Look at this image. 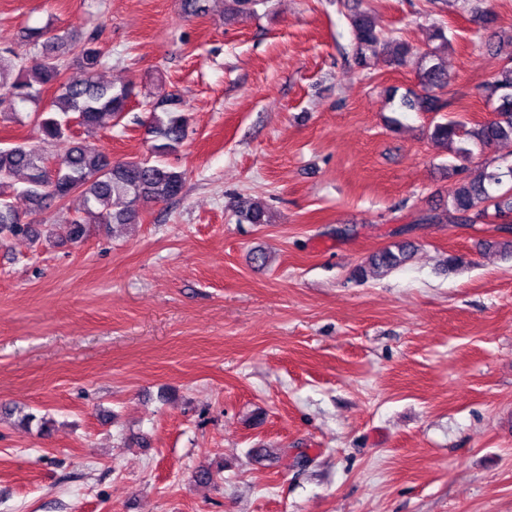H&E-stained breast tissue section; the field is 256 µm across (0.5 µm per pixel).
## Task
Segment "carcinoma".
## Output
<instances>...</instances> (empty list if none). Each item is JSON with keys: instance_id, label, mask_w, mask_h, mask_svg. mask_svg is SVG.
Masks as SVG:
<instances>
[{"instance_id": "carcinoma-1", "label": "carcinoma", "mask_w": 512, "mask_h": 512, "mask_svg": "<svg viewBox=\"0 0 512 512\" xmlns=\"http://www.w3.org/2000/svg\"><path fill=\"white\" fill-rule=\"evenodd\" d=\"M353 34V59L360 67L368 66L372 57L386 55L398 66L414 62L420 90H408L401 96V112L444 111L448 102L443 91L450 77L437 49L423 52L408 42L388 37L367 12L350 16ZM31 37L41 49L33 55L11 48H0V112H15L20 106L32 105L33 123L41 139L61 147L54 167L46 164L39 150L26 143L0 147V239L25 237L36 243L39 235L23 220L15 208V194L26 197L34 210L41 211L55 203H64L79 192L84 209L68 220L69 237L81 240L89 224H136L145 202H167L179 197L185 185V172L170 166L165 157L177 152L189 137V118L182 101L171 94L149 105L145 126L151 136L152 157L113 161L99 148L87 142L70 140V123L93 129L107 116L116 120L126 112L132 90L100 81L98 71L106 64V53L98 36L51 29H35ZM83 71V78L70 81L65 77L68 57ZM54 89L51 110L40 107L45 90ZM487 96L497 98L493 118L472 125L447 120L433 126L431 137L449 148L450 167L460 176V183L448 203L458 224H482L489 215L512 212V167L505 170L492 159L474 161L473 147L488 149L503 139L512 140V56L502 67L499 78L485 87ZM26 174L24 187H16V176ZM239 218L249 224H263L264 210L250 205L239 210ZM411 244L397 245L373 255L368 268L392 269L408 258Z\"/></svg>"}]
</instances>
